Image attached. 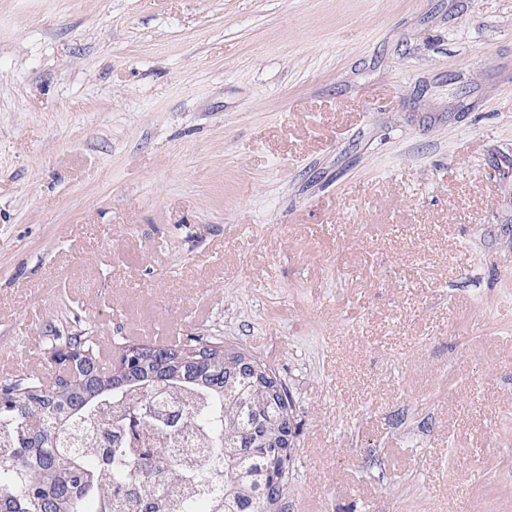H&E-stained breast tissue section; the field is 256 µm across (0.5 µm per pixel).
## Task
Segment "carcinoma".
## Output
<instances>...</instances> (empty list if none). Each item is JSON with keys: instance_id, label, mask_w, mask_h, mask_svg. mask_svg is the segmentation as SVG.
Masks as SVG:
<instances>
[{"instance_id": "1", "label": "carcinoma", "mask_w": 512, "mask_h": 512, "mask_svg": "<svg viewBox=\"0 0 512 512\" xmlns=\"http://www.w3.org/2000/svg\"><path fill=\"white\" fill-rule=\"evenodd\" d=\"M81 351L96 348L86 332L54 337ZM220 336H185L171 346L143 345L134 366L102 372L96 354L84 357L76 382L46 388L35 375L0 383V512H133L136 500L154 512H283L291 456L259 436L293 417L288 387L272 401L257 394L252 369L225 358ZM139 394V412L174 396L182 401L179 431L203 445L178 457L155 448L139 454L114 445L102 450L100 427L124 421L100 418L123 395ZM37 415L40 427H28ZM141 427L165 435L174 428L156 412Z\"/></svg>"}]
</instances>
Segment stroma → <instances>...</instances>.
<instances>
[{
  "instance_id": "obj_1",
  "label": "stroma",
  "mask_w": 512,
  "mask_h": 512,
  "mask_svg": "<svg viewBox=\"0 0 512 512\" xmlns=\"http://www.w3.org/2000/svg\"><path fill=\"white\" fill-rule=\"evenodd\" d=\"M510 155L512 0H0V381L220 336L285 512H512Z\"/></svg>"
}]
</instances>
